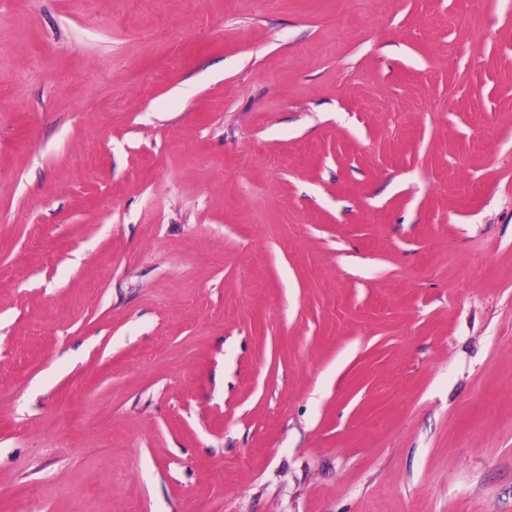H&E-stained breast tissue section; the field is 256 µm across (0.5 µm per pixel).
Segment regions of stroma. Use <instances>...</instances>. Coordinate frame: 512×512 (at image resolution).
Listing matches in <instances>:
<instances>
[{"label": "stroma", "instance_id": "35a3bbf8", "mask_svg": "<svg viewBox=\"0 0 512 512\" xmlns=\"http://www.w3.org/2000/svg\"><path fill=\"white\" fill-rule=\"evenodd\" d=\"M512 512V0H0V512Z\"/></svg>", "mask_w": 512, "mask_h": 512}]
</instances>
